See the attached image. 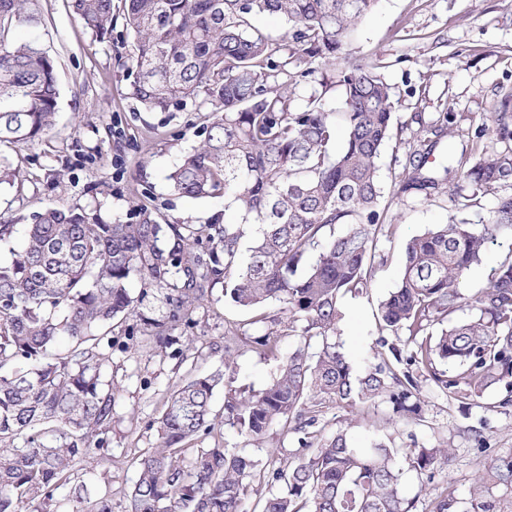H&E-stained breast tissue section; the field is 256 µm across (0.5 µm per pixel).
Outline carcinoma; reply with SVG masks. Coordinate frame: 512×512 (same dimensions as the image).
<instances>
[{"instance_id":"obj_1","label":"carcinoma","mask_w":512,"mask_h":512,"mask_svg":"<svg viewBox=\"0 0 512 512\" xmlns=\"http://www.w3.org/2000/svg\"><path fill=\"white\" fill-rule=\"evenodd\" d=\"M34 0H0V143L27 144L54 124L59 89L54 60L21 35L36 22ZM374 0H123V26L135 38L130 95L146 108L168 112L188 100L211 107L206 136L170 174L175 192L222 197L241 216L237 224L161 223L157 209L137 204L135 220L112 223L98 208L48 206L18 246L14 225L0 216V512H54L55 495L84 459L109 458L112 332L119 323L134 339L137 278L160 292L168 315L147 322L157 347L173 332L196 325L195 310L224 281V296L244 310L277 301L288 330L301 337L262 391L228 393L224 423L254 440L277 421L303 433L302 455L272 473L285 489L263 497L261 512H412L402 491L403 459L421 479L435 478L447 448L367 449L350 444L345 429L313 441L307 428L326 400L353 406L387 397L399 416L421 419L413 373L463 400L490 387L512 385V261L488 287L467 295L465 273L488 244L512 238V92L491 124L474 132L491 144L480 152L453 151L460 127L412 121L411 172L399 192L425 199L445 196L466 209L490 195L488 218H462L412 237L398 288L380 304L379 325L404 349L354 377L340 341L342 299L369 287L382 238L392 233L378 162L393 137L394 91L380 72L338 54ZM82 25L112 37L113 0H70ZM292 23L272 38L251 23L258 14ZM343 88V109L323 97L299 103L301 83ZM345 136L338 139L339 129ZM450 157L430 167L443 138ZM23 174L0 156V184ZM259 235L243 247L245 226ZM346 226L326 244V230ZM321 248L314 264L307 254ZM470 316L432 336V327L460 310ZM265 333L249 342L273 352L283 332L262 313ZM448 364L440 370L436 361ZM218 379L196 377L175 389L157 421L158 445L139 462L127 512H242L247 487L265 477L254 458L226 448H199L191 471L179 465L181 445L211 434L210 401ZM501 491L497 496L494 491ZM72 512H112L108 499L76 493ZM433 512H512V452L482 471L460 501L443 489Z\"/></svg>"}]
</instances>
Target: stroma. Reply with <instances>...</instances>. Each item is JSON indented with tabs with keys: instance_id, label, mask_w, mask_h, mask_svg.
I'll return each instance as SVG.
<instances>
[{
	"instance_id": "obj_1",
	"label": "stroma",
	"mask_w": 512,
	"mask_h": 512,
	"mask_svg": "<svg viewBox=\"0 0 512 512\" xmlns=\"http://www.w3.org/2000/svg\"><path fill=\"white\" fill-rule=\"evenodd\" d=\"M40 22L31 27L41 47L57 62L59 99L55 124L30 144L7 147L5 153L25 173L22 189L0 188V214L23 233L43 206L82 205L100 208L113 222L129 221L142 197H150L169 222L210 223L223 215L239 221L220 198L189 199L175 193L168 174L181 157L203 138L209 109L195 102L167 112H151L128 93L133 38L115 28L100 40L69 10L67 0H35ZM350 57L371 66L386 63L385 76L396 92L393 134L404 141L399 151L384 149L378 176L398 227L380 248L385 255L367 292L342 302L340 339L355 374L374 361L380 337L376 313L380 302L399 284L407 240L437 224L448 223L456 211L446 197L426 201L398 193L392 179L401 174L415 128L414 113L438 124L453 120L476 129L494 112L503 92L512 88V0H376L346 45ZM512 260V240L499 239L472 266L464 280L466 293L485 288L495 270ZM249 312L224 296L216 283L199 307L194 328L175 332L169 348L156 351L147 327H140L136 345L121 350L123 326H115L117 343L104 370L114 400L110 432L112 457L79 461L69 487L56 496L57 512H69L75 487L87 486L91 498L112 501V512H126L127 494L139 477L138 462L156 447V422L177 386L194 376L219 375L212 411L224 414L228 389L261 390L277 372L279 355L249 346L226 354L224 328L246 323L248 335L262 334L249 324ZM424 420L394 417L388 398L351 408L324 401L315 428L328 436L348 429L355 447H369L385 434L398 448L449 447L450 462L438 464L434 483L421 484L412 471L403 475L404 491L414 498V512H432L441 490L465 495L476 476L495 455L512 451V406H502L506 394L498 385L474 401L441 393L425 378L417 380ZM489 429H481L480 419ZM200 448H230L258 459L266 471L283 469L300 455L298 436L273 424L255 441L224 425L190 443L180 456L191 469Z\"/></svg>"
}]
</instances>
